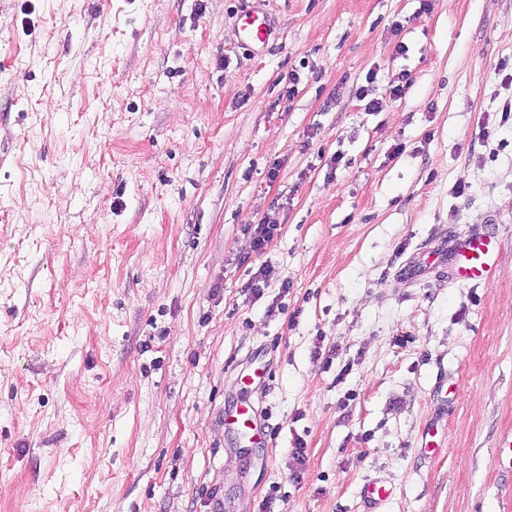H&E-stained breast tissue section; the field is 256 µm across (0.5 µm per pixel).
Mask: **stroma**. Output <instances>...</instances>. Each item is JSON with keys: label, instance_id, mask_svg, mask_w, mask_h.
Segmentation results:
<instances>
[{"label": "stroma", "instance_id": "stroma-1", "mask_svg": "<svg viewBox=\"0 0 512 512\" xmlns=\"http://www.w3.org/2000/svg\"><path fill=\"white\" fill-rule=\"evenodd\" d=\"M510 101L512 0H0V512H512ZM242 26L241 30L244 39L242 43L245 45H265L270 36V26L267 23L266 16L260 15L255 11L245 10L241 14ZM499 244L495 237L474 236L456 244L449 255L451 273L459 280L489 284L497 274ZM225 426L241 430L249 435V440L254 443H265L267 433L256 421V411L243 405L234 413L224 417ZM361 493L369 512H378L375 510L391 497L392 491L382 482L371 481L363 485Z\"/></svg>", "mask_w": 512, "mask_h": 512}]
</instances>
